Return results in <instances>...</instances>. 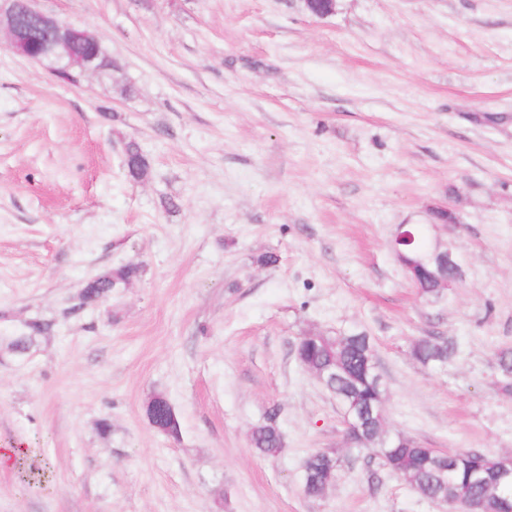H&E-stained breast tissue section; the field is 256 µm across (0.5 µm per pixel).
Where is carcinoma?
I'll return each mask as SVG.
<instances>
[{
    "label": "carcinoma",
    "mask_w": 512,
    "mask_h": 512,
    "mask_svg": "<svg viewBox=\"0 0 512 512\" xmlns=\"http://www.w3.org/2000/svg\"><path fill=\"white\" fill-rule=\"evenodd\" d=\"M21 20L29 31L28 52L35 54L43 50L52 39V34L33 21L27 20L22 4H17ZM76 55L95 54L98 74L112 78L119 70L105 48L95 49L83 40L70 41ZM124 167L129 179L137 182L144 179L150 162L140 144L126 143ZM139 267L122 265L104 270L90 279L83 287L80 305L97 303L106 293L120 283L135 278ZM48 324L33 322L29 329L3 337L6 349L14 356L23 358L35 345L36 335ZM455 352L449 340H418L412 350L419 362L443 364ZM296 359L311 374L328 376L326 390L334 396L343 410L354 406L384 404L385 386L378 371L375 352L367 333L352 332L346 336H324L309 334L302 337L296 346ZM350 440L358 449H378L382 465L389 471L409 480L423 497L444 503L452 509L463 501L483 503L484 512H512V456H490L476 451L444 452L426 448L417 441L398 434L387 436L386 417L380 415L361 428L348 431ZM251 444L260 453L276 454L282 446V434L276 424V413H271L266 423L255 427ZM341 471V460L327 452L310 453L303 464V489L310 497H319L334 485Z\"/></svg>",
    "instance_id": "obj_1"
}]
</instances>
